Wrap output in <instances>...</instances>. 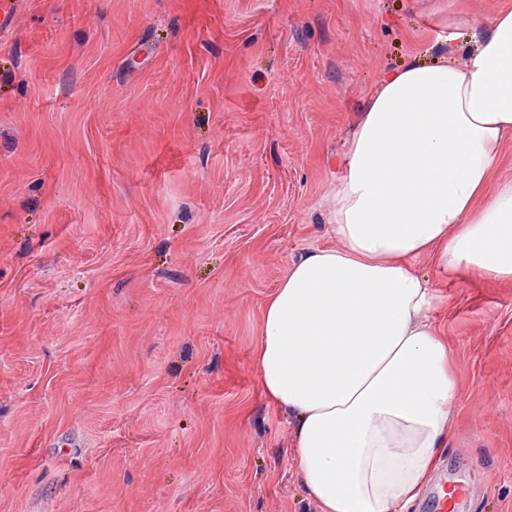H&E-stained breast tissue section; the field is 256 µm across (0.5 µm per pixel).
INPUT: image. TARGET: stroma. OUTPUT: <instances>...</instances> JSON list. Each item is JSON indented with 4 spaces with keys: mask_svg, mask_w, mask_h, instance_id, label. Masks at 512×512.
<instances>
[{
    "mask_svg": "<svg viewBox=\"0 0 512 512\" xmlns=\"http://www.w3.org/2000/svg\"><path fill=\"white\" fill-rule=\"evenodd\" d=\"M503 0H0V512H318L253 357L382 73ZM415 265L459 400L405 512H512V282Z\"/></svg>",
    "mask_w": 512,
    "mask_h": 512,
    "instance_id": "35a3bbf8",
    "label": "stroma"
}]
</instances>
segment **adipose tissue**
I'll list each match as a JSON object with an SVG mask.
<instances>
[{
	"label": "adipose tissue",
	"mask_w": 512,
	"mask_h": 512,
	"mask_svg": "<svg viewBox=\"0 0 512 512\" xmlns=\"http://www.w3.org/2000/svg\"><path fill=\"white\" fill-rule=\"evenodd\" d=\"M512 8L463 62L385 72L338 161L327 220L267 300L254 352L264 395L295 424L319 512H403L448 445L458 386L427 322L415 258L512 280Z\"/></svg>",
	"instance_id": "obj_1"
}]
</instances>
